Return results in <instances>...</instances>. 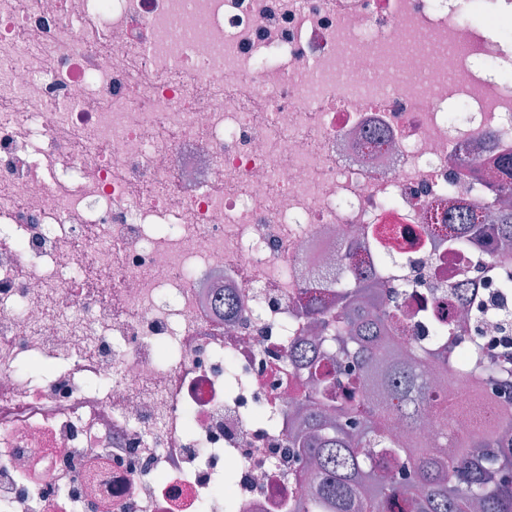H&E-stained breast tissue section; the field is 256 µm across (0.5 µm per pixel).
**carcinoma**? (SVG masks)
<instances>
[{
	"label": "carcinoma",
	"instance_id": "carcinoma-1",
	"mask_svg": "<svg viewBox=\"0 0 512 512\" xmlns=\"http://www.w3.org/2000/svg\"><path fill=\"white\" fill-rule=\"evenodd\" d=\"M448 245L493 249L488 275L512 289V207L502 203L490 224L456 214ZM378 272L364 271L336 295V304L311 301L319 344L288 337L290 356L306 359L314 392L299 410L301 426L288 439L314 492L290 512H512V364L484 354L468 323L437 322L432 349L398 351L392 336L397 311L377 288ZM466 280L448 293L469 307L476 289ZM453 375L468 403L456 407L436 394L431 375ZM346 380L349 394L336 387ZM435 417L429 437L415 436L425 413ZM404 433H394V425Z\"/></svg>",
	"mask_w": 512,
	"mask_h": 512
}]
</instances>
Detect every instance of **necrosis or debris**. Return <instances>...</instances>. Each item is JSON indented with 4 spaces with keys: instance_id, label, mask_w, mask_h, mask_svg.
I'll use <instances>...</instances> for the list:
<instances>
[{
    "instance_id": "4bbe7bcc",
    "label": "necrosis or debris",
    "mask_w": 512,
    "mask_h": 512,
    "mask_svg": "<svg viewBox=\"0 0 512 512\" xmlns=\"http://www.w3.org/2000/svg\"><path fill=\"white\" fill-rule=\"evenodd\" d=\"M510 155L512 0H0V512L308 501L286 339L349 240L400 350L466 267L512 352L447 246Z\"/></svg>"
}]
</instances>
